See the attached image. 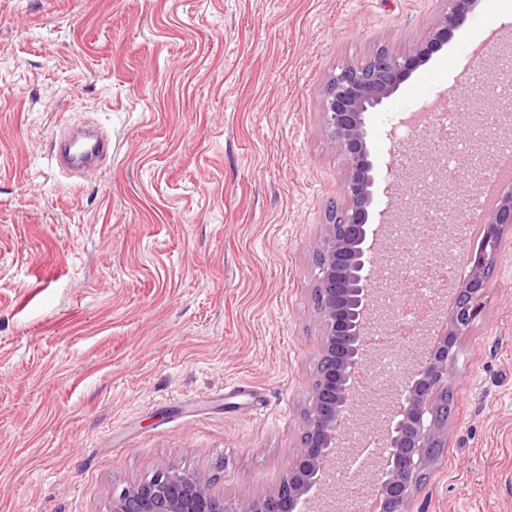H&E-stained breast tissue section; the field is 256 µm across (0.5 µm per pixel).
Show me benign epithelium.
Here are the masks:
<instances>
[{
    "instance_id": "7a95c632",
    "label": "benign epithelium",
    "mask_w": 512,
    "mask_h": 512,
    "mask_svg": "<svg viewBox=\"0 0 512 512\" xmlns=\"http://www.w3.org/2000/svg\"><path fill=\"white\" fill-rule=\"evenodd\" d=\"M475 0H447V10L412 52L382 47L362 67L344 66L328 82L322 120L346 161L344 203L331 214L316 253L315 303L324 331L306 411L301 448L278 485L245 502H230L212 491L202 473L169 467L112 498L111 512H337L329 472L342 461L339 448L356 425L357 393L364 366L379 353L368 345V326L393 329L399 307L383 301L376 259L386 229L419 230V211L388 207L369 223L376 191L375 165L368 147V114L388 101L406 78L466 22ZM512 227V193L501 197L484 220L481 246L464 257V278L450 293L445 320L431 345L413 358V367L392 384L385 403L369 411L385 440L374 453V471L362 483L375 486L382 512H408L418 479L431 463L448 420L439 417L440 398L457 357L458 341L480 316L482 298L495 269L505 230Z\"/></svg>"
}]
</instances>
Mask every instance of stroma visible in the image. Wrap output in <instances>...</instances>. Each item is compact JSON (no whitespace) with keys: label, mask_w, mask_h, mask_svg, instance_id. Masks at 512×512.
I'll use <instances>...</instances> for the list:
<instances>
[{"label":"stroma","mask_w":512,"mask_h":512,"mask_svg":"<svg viewBox=\"0 0 512 512\" xmlns=\"http://www.w3.org/2000/svg\"><path fill=\"white\" fill-rule=\"evenodd\" d=\"M512 0L368 115L377 180L413 113L512 71ZM445 0H0V512H109L175 466L247 500L300 446L323 333L315 256L346 161L324 90L414 48ZM94 122L83 180L52 158ZM459 340L412 512H512V230ZM83 138L88 147L82 152L72 151L75 143L71 130H64L55 143L54 161L59 170L68 176H78L93 170L112 147V139L98 128H86Z\"/></svg>","instance_id":"35a3bbf8"}]
</instances>
